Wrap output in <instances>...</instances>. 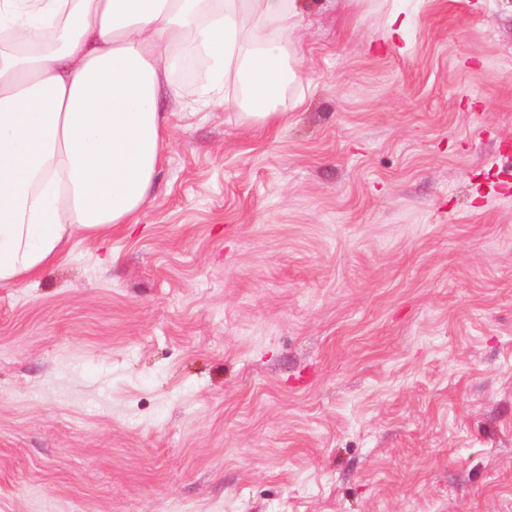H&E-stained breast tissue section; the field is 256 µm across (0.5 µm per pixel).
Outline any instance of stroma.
<instances>
[{
    "label": "stroma",
    "mask_w": 512,
    "mask_h": 512,
    "mask_svg": "<svg viewBox=\"0 0 512 512\" xmlns=\"http://www.w3.org/2000/svg\"><path fill=\"white\" fill-rule=\"evenodd\" d=\"M305 6L286 121L170 102L0 286V512H512V0Z\"/></svg>",
    "instance_id": "1"
}]
</instances>
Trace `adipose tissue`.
<instances>
[{
	"label": "adipose tissue",
	"instance_id": "ef3b65f1",
	"mask_svg": "<svg viewBox=\"0 0 512 512\" xmlns=\"http://www.w3.org/2000/svg\"><path fill=\"white\" fill-rule=\"evenodd\" d=\"M301 0H0V286L40 276L75 236L132 224L168 145L169 59L211 67L203 101L285 121Z\"/></svg>",
	"mask_w": 512,
	"mask_h": 512
}]
</instances>
